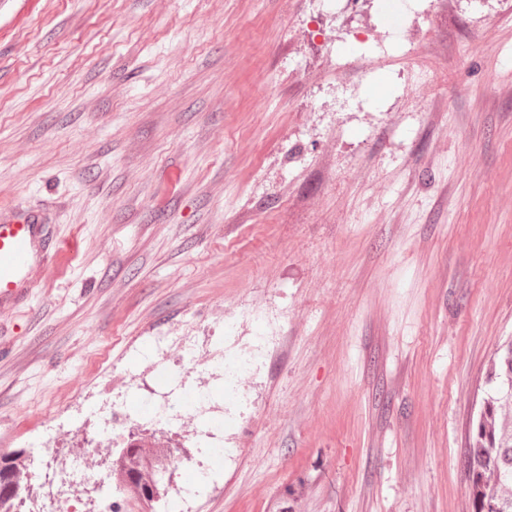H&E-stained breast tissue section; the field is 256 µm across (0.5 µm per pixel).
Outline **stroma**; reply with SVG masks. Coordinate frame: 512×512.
<instances>
[{
	"instance_id": "1",
	"label": "stroma",
	"mask_w": 512,
	"mask_h": 512,
	"mask_svg": "<svg viewBox=\"0 0 512 512\" xmlns=\"http://www.w3.org/2000/svg\"><path fill=\"white\" fill-rule=\"evenodd\" d=\"M385 2L0 0V213L50 207L68 248L0 305V456L56 416L151 435L154 391L205 384L233 457L181 441L166 488L213 477L187 512H472L512 340V0ZM228 323L226 351L271 342L227 397Z\"/></svg>"
}]
</instances>
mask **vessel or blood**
Listing matches in <instances>:
<instances>
[{
  "label": "vessel or blood",
  "instance_id": "obj_1",
  "mask_svg": "<svg viewBox=\"0 0 512 512\" xmlns=\"http://www.w3.org/2000/svg\"><path fill=\"white\" fill-rule=\"evenodd\" d=\"M60 247L43 241V220L36 212L21 209L0 215V302L20 301L30 287L34 268L54 263Z\"/></svg>",
  "mask_w": 512,
  "mask_h": 512
}]
</instances>
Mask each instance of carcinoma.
<instances>
[{
  "label": "carcinoma",
  "instance_id": "cac0c4a2",
  "mask_svg": "<svg viewBox=\"0 0 512 512\" xmlns=\"http://www.w3.org/2000/svg\"><path fill=\"white\" fill-rule=\"evenodd\" d=\"M495 375L500 385L492 407L481 413L473 437V455L467 460V481L473 512H512V429H506L500 411L512 409V342L500 349L495 358ZM120 462L112 463L118 476L119 492L138 498L140 490L151 482L155 471L173 462V451L152 441L133 439ZM22 488L21 471L16 465L0 469V504L18 498Z\"/></svg>",
  "mask_w": 512,
  "mask_h": 512
}]
</instances>
